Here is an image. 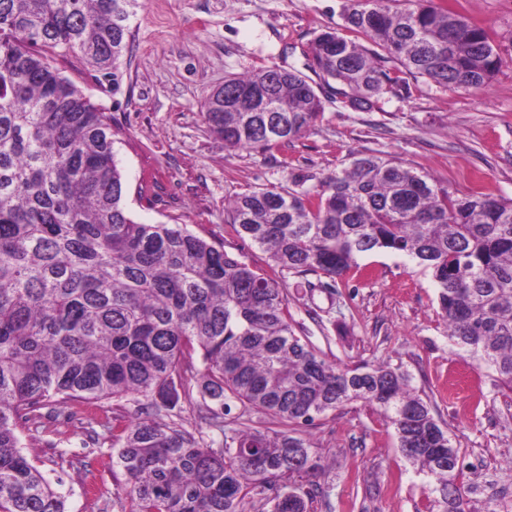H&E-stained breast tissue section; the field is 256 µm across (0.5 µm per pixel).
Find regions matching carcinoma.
Wrapping results in <instances>:
<instances>
[{"label":"carcinoma","instance_id":"carcinoma-1","mask_svg":"<svg viewBox=\"0 0 512 512\" xmlns=\"http://www.w3.org/2000/svg\"><path fill=\"white\" fill-rule=\"evenodd\" d=\"M393 2L344 0L348 34L313 41L311 70L345 87L349 107L409 92L408 75L450 90L494 76L501 58L485 29L438 0ZM141 4L0 0V512H65L17 435L46 408L93 409L90 422L112 426L129 512H244L254 496L262 512H312L322 464L301 427L357 401L394 427L437 512H470L458 449L410 375L327 362L288 321L285 282L335 278L375 250L403 254L430 272L454 345L512 390V200L455 197L427 172L362 154L320 191L237 194L227 223L269 254L277 280L182 224L136 221L109 117L48 55L77 50L117 84ZM323 111L307 75L278 67L227 76L224 105L203 104L230 148L288 143ZM194 390L224 447L159 419ZM110 399L143 418L123 423ZM233 403L279 429L226 427Z\"/></svg>","mask_w":512,"mask_h":512}]
</instances>
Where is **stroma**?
<instances>
[{"mask_svg": "<svg viewBox=\"0 0 512 512\" xmlns=\"http://www.w3.org/2000/svg\"><path fill=\"white\" fill-rule=\"evenodd\" d=\"M486 28L501 64L482 88L447 90L411 80L370 111L322 90L324 112L302 137L267 151L225 148L201 106L226 76L261 67L307 71L314 38L339 28L342 0H143L119 86L98 81L77 54L53 59L111 119L126 204L148 224H183L254 269L271 273L265 251L224 221L235 194L287 186L322 188L350 152L393 155L461 196L482 187L512 199V0H457ZM315 290L286 281L288 315L337 366L390 362L412 378L447 425L470 487L472 512H512V392L448 339L431 276L408 257L374 251ZM319 448L329 497L315 512H432L434 496L397 449L394 430L353 403L304 429ZM22 451L66 500L67 512H124V475L112 436L84 419H46L21 433Z\"/></svg>", "mask_w": 512, "mask_h": 512, "instance_id": "stroma-1", "label": "stroma"}]
</instances>
